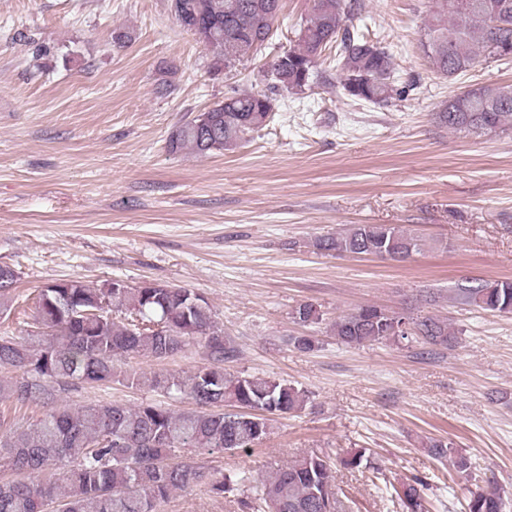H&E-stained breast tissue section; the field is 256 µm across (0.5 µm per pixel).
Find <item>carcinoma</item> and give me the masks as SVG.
I'll use <instances>...</instances> for the list:
<instances>
[{
    "instance_id": "cac0c4a2",
    "label": "carcinoma",
    "mask_w": 512,
    "mask_h": 512,
    "mask_svg": "<svg viewBox=\"0 0 512 512\" xmlns=\"http://www.w3.org/2000/svg\"><path fill=\"white\" fill-rule=\"evenodd\" d=\"M182 27L209 33L205 47L221 61L230 50L231 64L270 43L280 0H178ZM422 49L433 69L450 79L481 61L512 57V0H469L465 17L433 0ZM358 0H313L311 15L300 25L297 44L277 55L267 73V88L235 93L208 111L207 127L199 117L186 120L170 134L167 148L198 154L236 148L264 127L274 112L278 91L304 94L319 83L318 62L334 50L339 91L353 101L387 105L399 98L395 56L368 39ZM438 118L456 133H506L512 130V84L486 85L468 97L453 96ZM422 237L394 224H354L314 247L337 255H373L398 260L421 252ZM17 273H0V315L11 312ZM103 289L79 280L45 286L38 295L35 322L43 332L23 340L0 336V366L23 370L25 383L12 390L18 400L51 406L38 423L22 428L0 416V467L19 478L0 481V512H156L171 493L208 481L222 497L242 492L240 512H339L335 475L323 456L307 455L257 482L243 494L250 478L223 473L207 478L198 466L179 460L184 449L248 450L270 433L272 415L299 411L307 391L284 380L224 373L221 363L234 348L212 317L200 294L182 287L114 288L108 310L101 311ZM455 300L483 311L512 314V279L479 281L456 289ZM306 327L322 321L318 307L303 302L293 310ZM394 313L373 305L336 318L331 332L347 346H363L413 334L433 347L457 343L448 322L422 316L413 331L399 329ZM193 341L203 344L208 363L183 378L176 374L128 373L118 365L134 355L164 360ZM85 384L147 385L169 396L188 395L204 411L174 414L161 406L129 407L120 403L87 405L78 410L55 405V389L46 379ZM437 460L453 458L456 472L472 473L470 459L444 440L429 442ZM50 473L41 483L31 473ZM425 482L415 476L385 492L405 512H423ZM495 490L470 493L468 512H502Z\"/></svg>"
}]
</instances>
